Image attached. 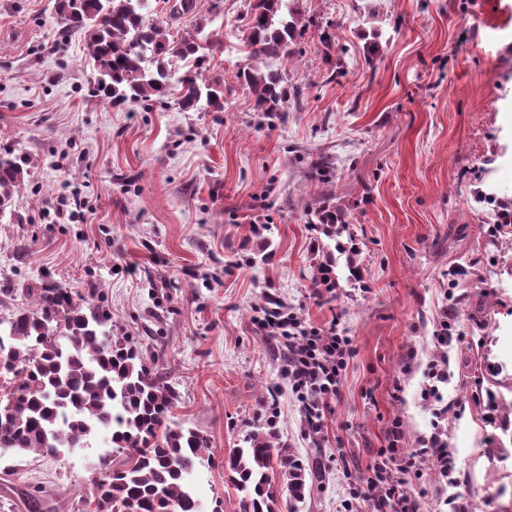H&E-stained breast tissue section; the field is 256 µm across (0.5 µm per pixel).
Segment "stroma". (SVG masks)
Here are the masks:
<instances>
[{"label": "stroma", "instance_id": "obj_1", "mask_svg": "<svg viewBox=\"0 0 512 512\" xmlns=\"http://www.w3.org/2000/svg\"><path fill=\"white\" fill-rule=\"evenodd\" d=\"M55 0H0V150L27 160L16 220L0 223V317L27 306L38 279L70 288L112 317L179 399L173 422L200 430L212 460L191 476L204 512H236L224 457L274 418L279 447L306 468L299 512H373L350 499L387 447L433 430L421 397L449 321L443 420L468 512H512V232L491 238L489 183L512 196V0H296L312 23L290 58L270 66L300 87L285 117L254 111L233 75L250 59L245 0H195L179 32L220 9L212 70L226 81L220 112L117 109L91 97L84 35L56 41ZM332 36L326 54L321 31ZM376 55H368L370 42ZM336 177H308L319 156ZM332 195L350 215L364 280L313 296L322 256L307 207ZM84 217L56 218L59 196ZM268 224L260 238L254 227ZM306 326L338 322L354 355L324 428L309 432L283 372V347L259 326L269 298ZM102 439L54 458H0V484L46 490L44 512H78L99 472ZM14 475H5L6 466ZM419 512H452L438 473L407 476Z\"/></svg>", "mask_w": 512, "mask_h": 512}]
</instances>
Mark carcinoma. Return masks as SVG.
Wrapping results in <instances>:
<instances>
[{
    "instance_id": "1",
    "label": "carcinoma",
    "mask_w": 512,
    "mask_h": 512,
    "mask_svg": "<svg viewBox=\"0 0 512 512\" xmlns=\"http://www.w3.org/2000/svg\"><path fill=\"white\" fill-rule=\"evenodd\" d=\"M152 16L148 0H56L58 37L85 33V61L97 73L92 92L117 107L172 99L182 112L224 111V78L204 73L221 49L224 25L206 31L211 18L179 34L172 24L193 11L194 0H166ZM244 43L253 60L287 58L310 23L294 0L248 4ZM235 80L268 116L285 111L293 96L284 78L250 64ZM25 160L0 152V220L14 216V194L24 184ZM500 225L512 224V196L491 197ZM308 223L329 239L346 229L345 212L324 205L307 211ZM336 264L317 269L314 287L338 286ZM34 308L0 318V449L37 458L62 448H86L103 432L122 459L108 464L87 494L93 512H200L188 478L211 459L198 430L171 421L177 389L160 379L129 338L112 335V317L75 301L65 286L41 279L26 288ZM274 432H254L224 458V470L239 493L238 512H275L271 472L279 466L289 498L305 497L302 463L273 445Z\"/></svg>"
}]
</instances>
